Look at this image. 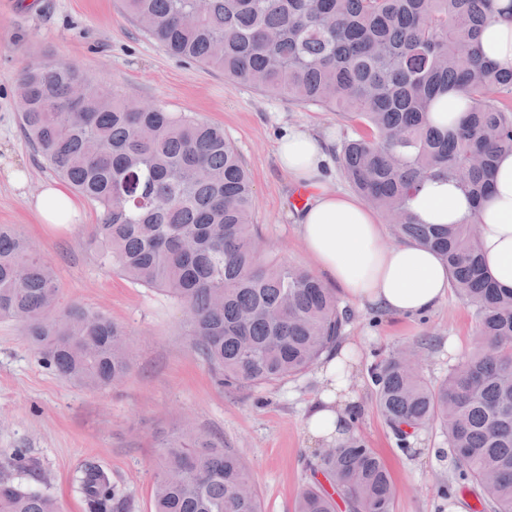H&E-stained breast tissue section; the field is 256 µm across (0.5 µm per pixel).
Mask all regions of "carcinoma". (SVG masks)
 <instances>
[{
    "label": "carcinoma",
    "mask_w": 512,
    "mask_h": 512,
    "mask_svg": "<svg viewBox=\"0 0 512 512\" xmlns=\"http://www.w3.org/2000/svg\"><path fill=\"white\" fill-rule=\"evenodd\" d=\"M136 25L177 58L215 68L301 105L359 121L338 156L349 185L394 236L438 253L451 288L475 309L484 348L437 384L396 350L367 373L401 446L440 425L458 479L484 512H512V291L479 257L477 217L421 224L409 206L428 180L453 179L481 199L501 153H512V68L483 60L478 38L495 0H123ZM453 91L459 124L432 111ZM21 123L49 167L101 211L88 244L100 266L167 293L188 319L195 352L218 385L236 389L297 376L329 354L348 314L336 291L269 253L252 224L250 175L224 129L141 104L74 65L34 60L17 84ZM52 266L0 225V317L25 325L46 369L91 389L131 369L125 329L105 315L61 308ZM294 512H392L385 461L358 436L319 452ZM27 448L0 459V512H59ZM83 512H130L112 474L93 458L76 476ZM152 512H261L240 455L192 427L160 445Z\"/></svg>",
    "instance_id": "carcinoma-1"
}]
</instances>
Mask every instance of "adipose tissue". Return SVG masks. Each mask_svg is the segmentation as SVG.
Returning a JSON list of instances; mask_svg holds the SVG:
<instances>
[{
    "label": "adipose tissue",
    "instance_id": "ef3b65f1",
    "mask_svg": "<svg viewBox=\"0 0 512 512\" xmlns=\"http://www.w3.org/2000/svg\"><path fill=\"white\" fill-rule=\"evenodd\" d=\"M496 7L480 46L487 58L508 68L512 67V0H496ZM275 157L294 183L313 191L298 212V235L316 267L345 299L395 316L425 314L441 304L448 293L447 265L418 243L385 244V228L373 211L323 181L327 160L323 138L290 127L280 136ZM27 205L43 224H71L85 217L80 203L56 183L43 185ZM409 205L425 224H461L472 211H479L483 267L499 288L512 290V153L499 157L490 193L481 206H474L454 181L445 179L428 181ZM353 367L349 351L343 349L320 366L323 389L304 423L311 442L337 444L346 436L361 402L353 388Z\"/></svg>",
    "mask_w": 512,
    "mask_h": 512
}]
</instances>
